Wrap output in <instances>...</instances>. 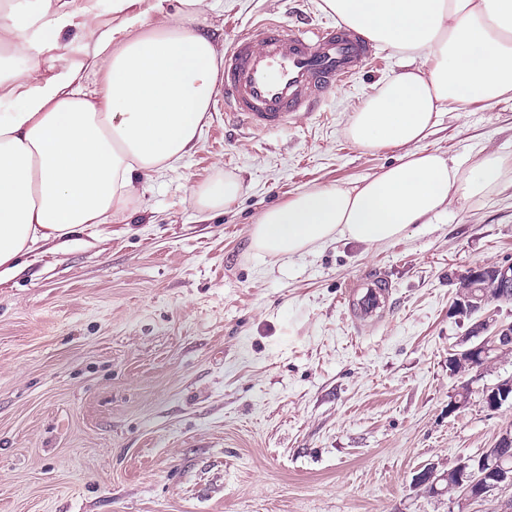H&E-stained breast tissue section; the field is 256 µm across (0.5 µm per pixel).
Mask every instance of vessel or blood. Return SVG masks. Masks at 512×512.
Returning a JSON list of instances; mask_svg holds the SVG:
<instances>
[{"label":"vessel or blood","instance_id":"1","mask_svg":"<svg viewBox=\"0 0 512 512\" xmlns=\"http://www.w3.org/2000/svg\"><path fill=\"white\" fill-rule=\"evenodd\" d=\"M374 53L372 44L344 26L254 24L224 54L219 88L224 119L261 133L287 129L300 113L314 111L329 88L349 81ZM391 296L390 281L365 275L346 288L344 304L363 331L378 322Z\"/></svg>","mask_w":512,"mask_h":512}]
</instances>
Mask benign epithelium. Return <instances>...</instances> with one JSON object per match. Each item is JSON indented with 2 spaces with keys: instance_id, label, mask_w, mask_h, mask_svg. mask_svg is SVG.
Wrapping results in <instances>:
<instances>
[{
  "instance_id": "benign-epithelium-1",
  "label": "benign epithelium",
  "mask_w": 512,
  "mask_h": 512,
  "mask_svg": "<svg viewBox=\"0 0 512 512\" xmlns=\"http://www.w3.org/2000/svg\"><path fill=\"white\" fill-rule=\"evenodd\" d=\"M492 273L495 286L499 292H512V263L491 267L477 266L469 270L467 276L473 281L475 290L463 300H455L454 308L460 313L469 310L482 316L473 324L469 335L462 339L465 348L455 352L451 357L454 377L462 375L460 366L468 369H482L487 363V356L492 350L512 351V323L500 321L495 312L486 310L493 299L486 293L478 294L476 289L482 287V280L487 273ZM482 400L491 410L500 408L504 403L512 401V376L482 388ZM512 447V430H505L493 446L484 449L476 456L460 461L450 471L438 474L436 468L422 470L414 479L419 486L432 485L449 476L456 481V502L461 509L468 505L483 501L492 491L505 490L512 487V474L503 466L509 453L503 449Z\"/></svg>"
}]
</instances>
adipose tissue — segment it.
Here are the masks:
<instances>
[{
    "mask_svg": "<svg viewBox=\"0 0 512 512\" xmlns=\"http://www.w3.org/2000/svg\"><path fill=\"white\" fill-rule=\"evenodd\" d=\"M0 0V278L40 243L117 221L137 181L171 169L198 142L223 60L199 26L205 0ZM340 22L416 58L345 130L358 147H397L398 164L353 187H315L263 212L257 250L293 256L338 237L399 240L455 202L492 194L512 171L496 153L468 171L427 149L448 105L490 107L512 93V0H324ZM111 25L99 21L101 9ZM89 30L91 51L56 67L62 33ZM27 60L14 72V58ZM103 72L89 97L85 74ZM232 175L192 188L200 209L228 206Z\"/></svg>",
    "mask_w": 512,
    "mask_h": 512,
    "instance_id": "obj_1",
    "label": "adipose tissue"
}]
</instances>
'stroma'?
I'll return each instance as SVG.
<instances>
[{
  "mask_svg": "<svg viewBox=\"0 0 512 512\" xmlns=\"http://www.w3.org/2000/svg\"><path fill=\"white\" fill-rule=\"evenodd\" d=\"M226 51L270 19L336 24L323 0H207ZM402 58L376 45L349 84L287 130L260 135L210 112L196 149L139 184L128 218L45 244L0 283V512H458L415 487L512 428L483 385L512 354L471 372L454 408L448 370L472 326L460 279L512 263V174L490 199L453 204L396 242L337 238L293 257L252 245L267 209L313 187H350L397 163L345 134ZM426 145L470 169L512 159V98L449 106ZM242 190L202 212L190 189L224 175ZM391 281L366 332L343 293Z\"/></svg>",
  "mask_w": 512,
  "mask_h": 512,
  "instance_id": "35a3bbf8",
  "label": "stroma"
}]
</instances>
